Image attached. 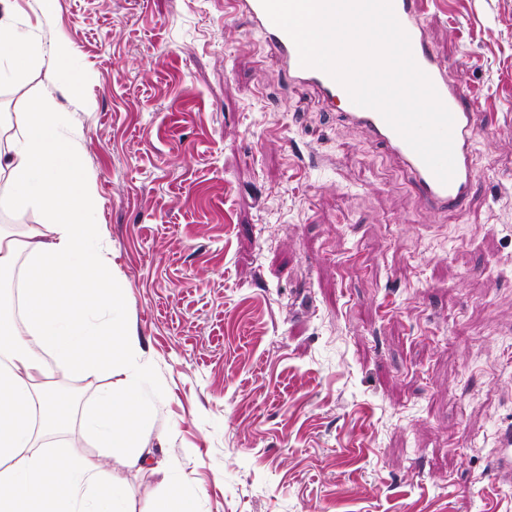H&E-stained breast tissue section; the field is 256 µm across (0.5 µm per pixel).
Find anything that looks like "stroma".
<instances>
[{
  "mask_svg": "<svg viewBox=\"0 0 512 512\" xmlns=\"http://www.w3.org/2000/svg\"><path fill=\"white\" fill-rule=\"evenodd\" d=\"M48 58L0 84V118L53 97L83 133L123 314L118 370L150 409L145 466L85 428L52 453L111 470L126 512L169 485L198 512H512L490 469L512 424V0H422L475 93L462 208L425 206L401 163L292 85L225 0H14Z\"/></svg>",
  "mask_w": 512,
  "mask_h": 512,
  "instance_id": "obj_1",
  "label": "stroma"
}]
</instances>
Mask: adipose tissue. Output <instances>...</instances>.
Segmentation results:
<instances>
[{
  "label": "adipose tissue",
  "instance_id": "ef3b65f1",
  "mask_svg": "<svg viewBox=\"0 0 512 512\" xmlns=\"http://www.w3.org/2000/svg\"><path fill=\"white\" fill-rule=\"evenodd\" d=\"M0 0V82L21 77L51 56L67 61L68 43L43 46L32 27ZM19 136L0 137V207L24 211L46 205L54 235L27 244L22 283L23 322L0 311V512H121L122 494L94 459L49 454L40 437L61 427L65 401L46 397L56 367L82 376H112L137 345L120 309L112 263L98 252L92 216L97 194L81 173L82 134L44 99L21 113ZM144 408L130 383L111 386L86 425L108 454L142 464Z\"/></svg>",
  "mask_w": 512,
  "mask_h": 512
}]
</instances>
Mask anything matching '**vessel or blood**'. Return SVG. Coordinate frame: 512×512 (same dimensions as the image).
I'll use <instances>...</instances> for the list:
<instances>
[{"label": "vessel or blood", "instance_id": "vessel-or-blood-1", "mask_svg": "<svg viewBox=\"0 0 512 512\" xmlns=\"http://www.w3.org/2000/svg\"><path fill=\"white\" fill-rule=\"evenodd\" d=\"M422 0H393L395 15L407 32L414 60L433 83L440 99L454 117L453 148L455 175L441 183L422 159L371 108L353 103L347 90L324 71L300 63L298 49L290 36L276 26L264 11L260 0H228L231 13L242 15L247 25L259 31L271 52L281 61L288 80L315 87L324 101L337 108L341 116L360 127L378 144L405 164L419 186L423 203L433 210L458 208L466 201L476 177L474 144L478 136L475 109L467 105L464 90L449 76V64L431 47L423 21ZM493 481L502 489L512 488V427L501 430L493 462Z\"/></svg>", "mask_w": 512, "mask_h": 512}]
</instances>
